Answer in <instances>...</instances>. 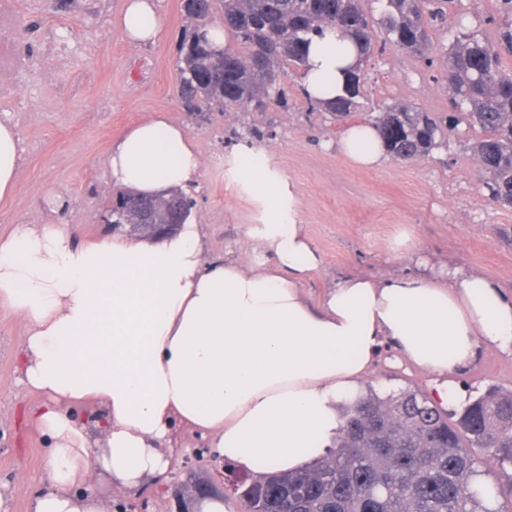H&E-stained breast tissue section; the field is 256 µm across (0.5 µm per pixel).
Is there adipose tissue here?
<instances>
[{
    "instance_id": "adipose-tissue-1",
    "label": "adipose tissue",
    "mask_w": 512,
    "mask_h": 512,
    "mask_svg": "<svg viewBox=\"0 0 512 512\" xmlns=\"http://www.w3.org/2000/svg\"><path fill=\"white\" fill-rule=\"evenodd\" d=\"M121 37L135 47L163 34L162 0H125ZM357 52L340 33L313 38L302 93L335 98ZM353 163L386 158L371 122L336 142ZM224 164L260 209L252 258L212 259L195 220L161 240L121 234L76 244L24 223L0 240V306L23 321L18 369L44 394L25 419L47 437L45 489L33 512H110L94 486L124 494L167 479L184 433L208 439L224 461L271 472L302 470L336 442L340 405L353 402L383 341L430 376L436 401L486 346L512 355V293L453 265L413 273L349 274L318 301L303 290L322 258L299 219L288 177L243 141ZM18 135L0 121V200L13 193ZM115 186L154 196L199 184L202 159L184 126L149 115L112 145ZM92 402L90 423L73 411ZM106 442L91 446L89 428Z\"/></svg>"
}]
</instances>
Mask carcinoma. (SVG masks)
Segmentation results:
<instances>
[{"label":"carcinoma","mask_w":512,"mask_h":512,"mask_svg":"<svg viewBox=\"0 0 512 512\" xmlns=\"http://www.w3.org/2000/svg\"><path fill=\"white\" fill-rule=\"evenodd\" d=\"M375 19L362 0H181L186 21L178 47V95L194 111L203 104L254 107L282 98L284 67H305L313 36L329 28L359 53L345 94L324 111L343 120L359 107L361 72L376 47L374 27L398 51L433 49L431 29L448 23L454 0H383ZM221 13L236 47L214 44L207 27ZM445 81L458 112L454 123L394 103L375 118L387 153L410 161L429 153L464 122L478 131L471 149L484 187L512 208V20L496 42L476 30L455 31L441 47ZM334 449L306 469L233 485L246 512H498L483 499L512 502V479L488 492L477 486L481 464L512 470V391L488 388L448 412L418 390L382 395L368 387L342 415Z\"/></svg>","instance_id":"cac0c4a2"}]
</instances>
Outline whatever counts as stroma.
<instances>
[{
    "mask_svg": "<svg viewBox=\"0 0 512 512\" xmlns=\"http://www.w3.org/2000/svg\"><path fill=\"white\" fill-rule=\"evenodd\" d=\"M124 0H99L96 12L73 11L70 0H49L40 13L28 0H13L21 29L37 46L50 28L76 38L80 55L68 66L39 62L40 78H22L25 111L15 113L24 149L13 194L0 200V238L28 217L65 232L80 244L98 243L109 232L100 220L116 192L107 169L112 143L154 112L186 126L206 169L191 188L192 216L202 224L212 257H238L250 250L246 225L259 212L237 191L218 163L226 146L249 139L265 146L269 164L287 174L299 200L305 230L323 257L319 273L305 284L311 300L347 273L374 275L415 270L418 261L452 263L492 277L512 290V209L488 198L484 174L470 149L473 130L459 125L429 155L402 162L392 158L375 169L353 165L336 149L342 121L313 109L301 94L302 71L287 67L279 87L283 101L267 111H188L175 93L177 46L185 23L180 0H163L168 35L156 45L134 48L123 41L117 21ZM468 28L494 38L505 17L495 0H459ZM435 52L417 57L388 48L363 67L364 86L355 121L373 120L396 102L426 112L450 111L444 62L446 38L435 32ZM92 76L79 92L68 89L73 71ZM26 334L22 321L0 307V512H32L43 490L46 439L24 418L42 402L18 371L17 352ZM451 382L475 396L494 386L512 391V357L480 348L474 362ZM364 386L427 390L429 377L384 345ZM214 479L250 481L252 474L216 458L207 441L184 435L172 480L146 486L138 498L111 492L117 512H176L175 484Z\"/></svg>",
    "mask_w": 512,
    "mask_h": 512,
    "instance_id": "35a3bbf8",
    "label": "stroma"
}]
</instances>
